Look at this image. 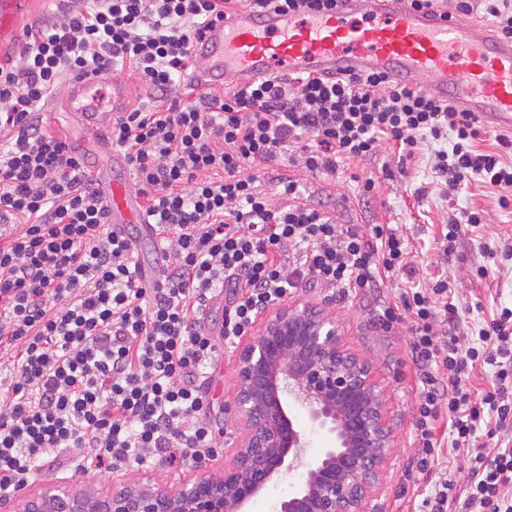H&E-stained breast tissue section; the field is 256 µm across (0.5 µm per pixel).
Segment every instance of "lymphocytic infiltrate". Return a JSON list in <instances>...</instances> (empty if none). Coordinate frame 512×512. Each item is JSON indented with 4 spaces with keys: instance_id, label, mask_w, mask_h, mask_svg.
<instances>
[{
    "instance_id": "f902f5d3",
    "label": "lymphocytic infiltrate",
    "mask_w": 512,
    "mask_h": 512,
    "mask_svg": "<svg viewBox=\"0 0 512 512\" xmlns=\"http://www.w3.org/2000/svg\"><path fill=\"white\" fill-rule=\"evenodd\" d=\"M335 3L71 0L62 22L28 32L17 63L0 65V360L14 371L0 387L1 495L23 488L56 451L89 454L104 470L210 454L197 380L216 358L200 320L217 289L230 291L223 337L232 348L301 283L349 293L412 272L397 229L338 223L303 203L291 176L276 177L273 204L259 172L283 153L328 175L384 143L412 153L435 142L433 169L449 189L477 178L512 206V137L478 151L473 113L384 73L268 77L220 99L175 97L213 20ZM126 67L147 99L113 116L110 138L160 237L152 287L130 236L113 230L82 161L42 111L65 78ZM448 291L438 279L379 309L385 326L411 324V439L430 488L413 512H512V447L495 441L512 425V307L464 336ZM478 369L490 388L471 385ZM441 448L465 454V485L435 468Z\"/></svg>"
}]
</instances>
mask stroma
I'll use <instances>...</instances> for the list:
<instances>
[{
    "label": "stroma",
    "instance_id": "1",
    "mask_svg": "<svg viewBox=\"0 0 512 512\" xmlns=\"http://www.w3.org/2000/svg\"><path fill=\"white\" fill-rule=\"evenodd\" d=\"M433 153V147L424 145L407 157L385 145L371 159L340 163L330 177L306 172L285 159L269 167L268 174H289L303 180L311 200L335 210L342 223L390 224L398 228L408 241L415 268L414 276L399 277V286L446 278L454 302L472 307V319L487 320L496 307L512 306V207L501 208L498 190L476 179L459 191H447L444 179L436 177L432 169ZM369 177L374 179L376 191L373 199L366 200L359 189ZM469 208L483 210V223L465 227L455 250L442 255L438 239L445 224ZM489 248L496 250L495 258H487L485 251ZM392 295L387 286L364 288L345 296L325 288L306 287L295 291L293 297L335 313L351 349L373 364L387 386L396 448L378 504L380 512H409L411 505L401 491L412 488L419 471L421 453L410 441L417 392L408 327L387 328L378 318L382 301ZM215 344L216 362L201 385L205 417L218 440L209 459L200 464L189 461L172 465L152 460L98 475L83 473L81 456L64 451L42 460L24 489L1 499L0 512H21L27 500L51 483L63 484L74 493L109 494L129 483L175 487L220 474L230 461L228 450L236 446L238 437L236 419L229 411L236 384V357L225 350L223 337H216Z\"/></svg>",
    "mask_w": 512,
    "mask_h": 512
}]
</instances>
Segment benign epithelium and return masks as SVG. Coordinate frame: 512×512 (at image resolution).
I'll list each match as a JSON object with an SVG mask.
<instances>
[{
	"label": "benign epithelium",
	"mask_w": 512,
	"mask_h": 512,
	"mask_svg": "<svg viewBox=\"0 0 512 512\" xmlns=\"http://www.w3.org/2000/svg\"><path fill=\"white\" fill-rule=\"evenodd\" d=\"M233 398L239 446L224 472L169 490L150 483L107 495L49 490L29 512H251L268 485L303 463L305 431L292 411L332 436L306 463L298 491L278 512H379L394 453L386 392L372 364L344 343L323 308L283 304L242 343Z\"/></svg>",
	"instance_id": "benign-epithelium-1"
}]
</instances>
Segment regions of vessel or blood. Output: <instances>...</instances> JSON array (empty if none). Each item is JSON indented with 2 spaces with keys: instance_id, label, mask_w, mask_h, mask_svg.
Masks as SVG:
<instances>
[{
  "instance_id": "obj_1",
  "label": "vessel or blood",
  "mask_w": 512,
  "mask_h": 512,
  "mask_svg": "<svg viewBox=\"0 0 512 512\" xmlns=\"http://www.w3.org/2000/svg\"><path fill=\"white\" fill-rule=\"evenodd\" d=\"M29 0H0V45L17 36ZM194 89L222 85L226 76L248 83L267 75L336 76L386 73L438 99L452 100L487 127L512 132V40L474 23L440 19L403 0H338L302 17L238 13L214 23L198 47ZM105 79L89 74L68 83L65 106L87 134L99 135L124 98L121 87L102 94ZM114 228L146 224L143 198L126 178L91 167Z\"/></svg>"
}]
</instances>
